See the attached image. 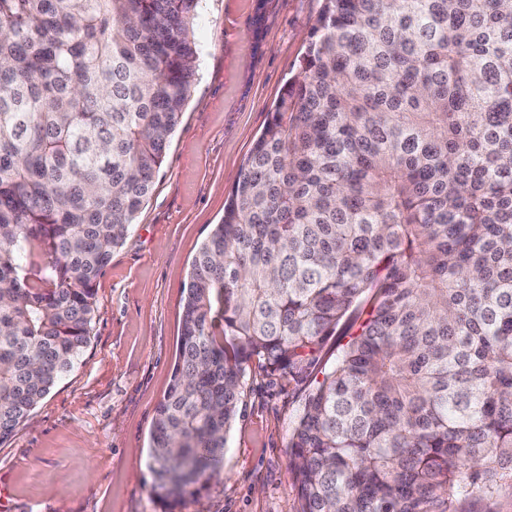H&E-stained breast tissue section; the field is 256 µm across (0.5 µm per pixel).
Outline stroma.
<instances>
[{"label": "stroma", "instance_id": "35a3bbf8", "mask_svg": "<svg viewBox=\"0 0 512 512\" xmlns=\"http://www.w3.org/2000/svg\"><path fill=\"white\" fill-rule=\"evenodd\" d=\"M225 0H201L198 79L165 162L95 286L77 364L0 442V512H297L288 441L308 382L245 371L220 472L168 508L148 468L169 389L191 264L224 215L237 175L296 76L322 0H247V47L231 73Z\"/></svg>", "mask_w": 512, "mask_h": 512}]
</instances>
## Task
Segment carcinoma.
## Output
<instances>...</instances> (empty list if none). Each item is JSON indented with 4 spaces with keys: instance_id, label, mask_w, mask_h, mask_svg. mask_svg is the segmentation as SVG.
I'll use <instances>...</instances> for the list:
<instances>
[{
    "instance_id": "cac0c4a2",
    "label": "carcinoma",
    "mask_w": 512,
    "mask_h": 512,
    "mask_svg": "<svg viewBox=\"0 0 512 512\" xmlns=\"http://www.w3.org/2000/svg\"><path fill=\"white\" fill-rule=\"evenodd\" d=\"M200 0H0V442L90 339L196 79ZM311 389L297 512H460L512 485V0H322L191 264L149 468L224 457L245 365Z\"/></svg>"
}]
</instances>
